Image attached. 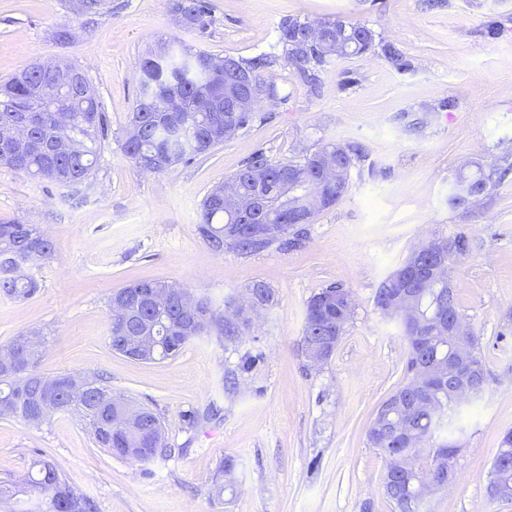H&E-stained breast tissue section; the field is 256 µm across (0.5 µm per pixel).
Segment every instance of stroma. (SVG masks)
<instances>
[{
    "instance_id": "1",
    "label": "stroma",
    "mask_w": 512,
    "mask_h": 512,
    "mask_svg": "<svg viewBox=\"0 0 512 512\" xmlns=\"http://www.w3.org/2000/svg\"><path fill=\"white\" fill-rule=\"evenodd\" d=\"M176 2L112 0L89 26L66 0H0V81L36 61L73 63L110 124L98 169L79 190L0 164V221L36 225L55 246L25 269L35 294H0V347L43 331L42 373L103 376L113 394L159 416L172 449L143 464L99 448L74 415L38 427L2 418L0 478L52 461L96 512H395L381 486L386 461L366 432L404 377L407 342L373 298L421 242L463 233L471 249L451 259L450 273L488 384L456 419L452 485L430 495L423 512H512V501L487 490L500 438L512 429V175L476 206L448 205L459 169L512 154V0H205L208 13L193 27L181 23ZM336 17L393 43L413 70L396 72L372 53L343 56L321 72L319 94L309 93L284 59L279 27ZM163 41L222 57L270 55L263 77L279 98L209 155L153 174L121 143L140 63ZM329 142L362 144L368 157L352 168L345 196L314 217L303 247H209L199 224L212 188L256 150L297 161ZM143 279L208 297L217 309L260 281L276 303L239 343L205 336L174 358L134 361L109 343L108 302ZM330 284L351 291L355 314L332 358L313 367L301 350L306 306ZM248 351L259 363L225 390V374ZM210 405L219 419L189 424L190 412ZM228 457L234 469L218 498L212 479Z\"/></svg>"
}]
</instances>
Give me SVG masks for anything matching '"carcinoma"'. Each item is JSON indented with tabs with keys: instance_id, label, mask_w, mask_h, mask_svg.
<instances>
[{
	"instance_id": "1",
	"label": "carcinoma",
	"mask_w": 512,
	"mask_h": 512,
	"mask_svg": "<svg viewBox=\"0 0 512 512\" xmlns=\"http://www.w3.org/2000/svg\"><path fill=\"white\" fill-rule=\"evenodd\" d=\"M84 10L78 15L91 22L109 7V0H80ZM176 12L187 26L203 22L204 0H179ZM309 23L297 19L280 26L279 41L284 59L294 75L313 95L319 93L320 72L335 56L379 53L399 73L413 69L412 62L393 44L376 40L374 32L360 24L344 20L321 23L316 37L308 39ZM267 55L252 58L220 57L204 50L162 47L141 62L139 94L136 98L130 130L122 145L126 157L140 169L161 173L180 164L208 155L213 148L247 130L259 118L258 106L279 94L275 85L265 82L261 72L271 66ZM252 83V107L248 112L224 110V90L235 84L238 74ZM54 81V75L42 65L32 63L9 80L0 83V163L53 184L75 189L88 181L106 141L109 125L102 111L100 95L88 79L84 87L55 101L69 113L67 122L59 124L53 113L43 112L38 123L28 125L30 114L18 108L41 109L47 102L39 91ZM177 91L182 109L169 111V94ZM28 126L29 133L48 142L49 155L31 156L18 153L15 145L1 132ZM365 158L359 144L329 143L299 161H273L265 152H256L233 175L231 185L235 199L224 198V189L207 193L202 202L203 239L215 251L230 245L242 253H255L272 246L289 251L303 245L306 225L315 211L308 208V197L322 198L321 208L334 206L350 188V173L355 163ZM265 176L263 211L260 224H279L282 233L258 237L252 224L240 220L242 208L252 205L256 184L254 171ZM512 171V161L500 158L495 168L461 169L456 178L472 183L476 194H486ZM422 256L411 252L404 263L380 284L374 307L382 312L393 297L401 278L417 277L418 269L430 264L432 251L422 245ZM53 252L52 241L32 224L0 222V293L26 298L33 295L38 282L20 273L21 265L35 264ZM156 292L164 301L154 303L139 296L142 291ZM189 293L182 288L158 281L132 282L112 294L109 302L112 350L126 355L120 336H153L157 347L152 361L175 357L189 342L214 336L227 344L237 343L250 330L254 317L275 303L272 290L257 281L248 287L254 307L236 317L228 316L233 301L217 310L204 298L193 299L188 310L184 299ZM422 320L416 326L401 320L407 341L404 381L381 403L368 430L367 440L388 460L383 490L399 512L410 510L411 502L420 499L418 480L425 476L432 489L448 485V461L455 460L460 448L448 429L460 412L454 398L451 378L436 379L428 374L434 364L448 361V342L440 339L448 324V315L461 319L456 290L433 281L420 296ZM351 292L341 285L330 284L315 293L307 303L302 332V350L316 349L323 361L334 354L346 325L353 316ZM14 353L12 362L0 361V418L18 416L31 424H40L53 414L73 413L82 417L101 448L123 457L146 463L170 448L160 418L149 408L132 401H121L124 408L138 414L139 425L126 430L112 422V408L104 397L112 389L96 377L87 392L76 397L67 389V373L48 377L37 370L41 348H29L26 335L15 337L0 350V356ZM490 494L500 500H512V430L498 446L491 467ZM37 497L34 508L11 512H96V506L84 493L69 483L50 461L39 459L16 482L0 484V506L26 504Z\"/></svg>"
}]
</instances>
